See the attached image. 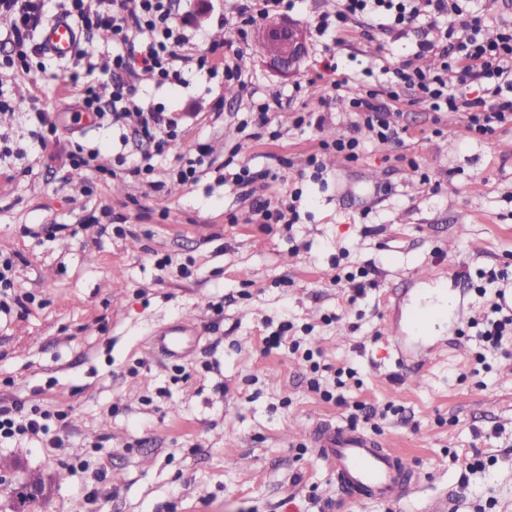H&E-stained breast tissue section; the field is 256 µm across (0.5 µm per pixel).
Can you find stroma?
Here are the masks:
<instances>
[{"mask_svg":"<svg viewBox=\"0 0 512 512\" xmlns=\"http://www.w3.org/2000/svg\"><path fill=\"white\" fill-rule=\"evenodd\" d=\"M241 0H187L207 36L200 50H237L246 90L191 73L184 85L141 78L139 98L185 115L179 139L155 157L150 183L132 177L118 152L145 141L118 127H78L79 87L68 61L59 79L10 83L14 112L0 134L22 141L31 98L58 126L59 152L94 146L101 166L76 170L27 147L0 162V264L23 306L0 313V402L48 414L49 435L0 444L9 465L43 478L36 512H512V355L479 360L471 318L497 291L512 293V122L473 137L460 112H430L409 92L388 101L400 142L380 145L355 129L346 96L387 81L436 40L419 23L385 31L356 17L337 34L338 70L323 75L324 44L311 36L296 73L281 75L253 39L234 29ZM345 87L333 90L332 79ZM282 100L270 134L237 123L255 102ZM332 112L299 132L298 112ZM356 133L358 160L329 154L323 177L306 164L319 143ZM210 152L200 179L182 184L181 157ZM235 166L269 170L258 197L300 192L298 224L245 223L251 202L224 181ZM430 183H422L420 173ZM493 271L494 283L480 275ZM362 284L355 295L353 284ZM432 289L452 299L446 317L411 333V315ZM197 318V349L178 359L148 353L156 330ZM302 339L314 360L354 368L344 404L311 387L310 363L265 337ZM432 348L424 374L413 350ZM313 360V361H314ZM374 407L364 419L355 403ZM366 431L406 456L414 491L393 502L358 503L311 448L319 422ZM484 468L465 471L467 456Z\"/></svg>","mask_w":512,"mask_h":512,"instance_id":"1","label":"stroma"}]
</instances>
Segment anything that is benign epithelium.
<instances>
[{
  "instance_id": "benign-epithelium-1",
  "label": "benign epithelium",
  "mask_w": 512,
  "mask_h": 512,
  "mask_svg": "<svg viewBox=\"0 0 512 512\" xmlns=\"http://www.w3.org/2000/svg\"><path fill=\"white\" fill-rule=\"evenodd\" d=\"M255 40L267 47L266 62L282 74L294 72L304 57L309 34L298 22L286 16H272L254 31ZM44 484L29 479L14 483V493L21 500L37 503L43 498Z\"/></svg>"
}]
</instances>
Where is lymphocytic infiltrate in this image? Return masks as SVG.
<instances>
[{
    "mask_svg": "<svg viewBox=\"0 0 512 512\" xmlns=\"http://www.w3.org/2000/svg\"><path fill=\"white\" fill-rule=\"evenodd\" d=\"M335 15L324 14L314 22L318 36L335 32L353 16L386 22L388 28H402L426 20L429 25L445 21L442 44L424 42L421 52H434L440 68L425 71L405 63L394 68V81L382 89H370L351 97L352 112L372 131L380 144L399 141L380 95L399 98L410 91L414 103L432 112H464L470 132L485 135L495 127L512 122V24L489 25L477 9L464 0H342ZM126 0H0V13L14 18L9 41L10 54L0 58V69L39 78L48 70V57L30 38L47 14L69 17L79 32L108 33L118 52L100 66L106 78L84 87L82 105L103 122L132 120L134 132L153 142L157 151L178 137V121L165 107L142 108L135 101L132 77L149 74L156 84H184V69L197 62L210 76L241 81L235 63H217L207 56H193V38L183 28L176 7L180 0H139V8L127 11ZM456 69V85H448L442 73Z\"/></svg>",
    "mask_w": 512,
    "mask_h": 512,
    "instance_id": "obj_1",
    "label": "lymphocytic infiltrate"
}]
</instances>
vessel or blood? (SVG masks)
<instances>
[{
	"mask_svg": "<svg viewBox=\"0 0 512 512\" xmlns=\"http://www.w3.org/2000/svg\"><path fill=\"white\" fill-rule=\"evenodd\" d=\"M79 45L78 32L65 17H55L40 32L39 46L51 58L71 57ZM197 332L196 322L179 320L159 331L150 350L183 355ZM308 439L319 458L335 472L338 487L354 501H398L411 493L413 482L404 457L370 435L322 422L309 429Z\"/></svg>",
	"mask_w": 512,
	"mask_h": 512,
	"instance_id": "vessel-or-blood-1",
	"label": "vessel or blood"
}]
</instances>
